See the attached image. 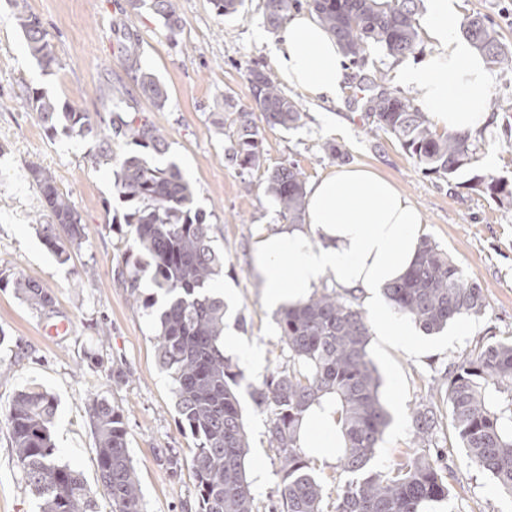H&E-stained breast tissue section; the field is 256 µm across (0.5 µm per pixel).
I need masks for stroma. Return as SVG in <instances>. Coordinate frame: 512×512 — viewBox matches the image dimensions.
<instances>
[{
  "mask_svg": "<svg viewBox=\"0 0 512 512\" xmlns=\"http://www.w3.org/2000/svg\"><path fill=\"white\" fill-rule=\"evenodd\" d=\"M176 4L181 25L171 31L151 12L131 10L128 0H0V273L24 274L54 299L53 312L40 314L13 288L0 286V359L11 366L0 377V512H39V500L15 463L4 424L15 394L30 383L55 397L52 432L58 455L82 470L89 485H96L97 469L87 402L99 395L123 410L147 512H195L190 469L176 476L167 464L172 454L189 458L195 440L178 422L171 380L156 361L153 324L117 280L129 232L113 172L135 146L113 137L112 155L104 158L96 138L63 132L47 137L25 101L26 88L43 89L63 102L78 101L100 129L110 125L113 87L126 88L127 118L164 130L167 159L180 165L193 187L196 209L213 226L214 246L224 254V270L214 285L232 290L225 319L264 357L261 371L245 370L246 381L261 383L286 362L276 313L267 308L250 267L255 235L276 230L283 219L262 172L251 173L253 190L248 193L239 169L225 161L224 146L234 126L220 129L214 124L225 96L250 105L249 68H274L266 45L257 38L267 29L263 0H245L235 18L217 15L210 0ZM23 9L38 16L49 34L60 61L52 71H43L26 48L16 19ZM119 19L139 38L141 67L168 86L165 108L141 96L131 71L119 61L112 32ZM284 92L299 97L304 116L291 130L269 126L256 116L267 165L295 162L313 181L335 165L322 144H336L346 164L372 166L404 191L424 215L427 238L447 251L487 296L483 315L461 316L437 335L415 327L408 342L392 344L371 334L368 350L391 417L369 464L382 471L412 448L410 412L437 401L450 366L476 345L512 337V205L498 206L465 186L476 173L512 180V112L494 113L473 168L446 182L422 173L392 137L368 133L366 119L348 103L352 87H345L343 100L333 106L298 96L289 86ZM32 162L69 194L86 227L89 248L69 261L47 249L35 222L43 203L25 176ZM62 318L70 322L68 334L50 336L49 327ZM102 326L109 331L104 340L98 335ZM116 369L122 371L121 379L113 378ZM239 399L250 446L247 475L263 508L279 483L278 462L267 438L268 416L256 409L248 390H241ZM432 444L448 457L450 495L430 503L425 512H512V497L471 464L459 444L450 443L447 425L438 427Z\"/></svg>",
  "mask_w": 512,
  "mask_h": 512,
  "instance_id": "obj_1",
  "label": "stroma"
}]
</instances>
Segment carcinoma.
<instances>
[{"label": "carcinoma", "mask_w": 512, "mask_h": 512, "mask_svg": "<svg viewBox=\"0 0 512 512\" xmlns=\"http://www.w3.org/2000/svg\"><path fill=\"white\" fill-rule=\"evenodd\" d=\"M145 8L171 31L180 27L175 0H129ZM421 0H263L266 26L276 31L292 9L307 6L320 25L336 37L357 72L352 77L353 105L365 113L369 131L383 132L427 175L449 178L473 166L479 140L468 133L439 132L409 99L391 91L386 74L365 69L367 50L379 48L395 60L415 53L421 41L418 10ZM221 16L239 13L243 0H211ZM28 52L45 71L58 65L48 33L33 14L18 15ZM122 37L120 61L135 73L142 96L162 108L169 101L167 85L141 68L137 38L123 22L113 23ZM467 41L491 69L512 68V47L502 42L493 23L471 16L462 24ZM255 108L224 100L235 114L233 138L225 158L243 171L264 170L266 191L290 224L303 221L306 174L295 163L265 166L262 139L253 118L261 112L272 127L290 130L302 120V104L285 95L263 68L249 69ZM31 111L49 136L58 131L99 138L100 155L112 153V135L93 127L74 103L59 102L47 92L26 89ZM111 129L146 149L124 158L114 172V189L128 204L132 245L120 272L125 287L156 327L155 351L160 368L170 377L183 427L195 440L190 469L197 485L196 512H259L246 472L248 437L242 418L239 388L242 372L224 354V298L212 290L224 257L213 246L212 225L194 207V192L174 161L154 162L167 152L159 128L126 120L128 102L122 89L111 94ZM52 223L41 225L45 246L61 261L79 253L88 242L85 225L68 194L39 165L26 166ZM468 188L502 206L512 205V181L475 174ZM149 278L154 291L142 295ZM15 293L33 310L52 311V296L39 282L22 274L12 277ZM394 311L430 335L463 315L487 308L481 286L469 279L448 253L428 239L420 241L406 276L382 289ZM288 365L248 385L255 407L270 414L268 441L276 452L281 475L277 504L269 512H423L427 502L449 496L448 467L441 458L404 451L385 471H373L390 415L380 388V374L368 351L371 325L366 312L336 289L313 292L276 316ZM448 420L470 463L488 473L512 496V340L475 347L448 374L444 390ZM327 399L334 404L336 428L343 445L336 449V496L327 493L316 474V461L302 448L305 413ZM55 399L39 386L15 395L5 424L16 463L37 495L40 512H96L103 493L111 512H145L139 480L128 451L121 410L105 398L88 403L94 435L97 486L82 472L60 460L52 435ZM416 442L432 441L438 426L434 404L412 410Z\"/></svg>", "instance_id": "1"}]
</instances>
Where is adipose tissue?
<instances>
[{"label": "adipose tissue", "instance_id": "obj_1", "mask_svg": "<svg viewBox=\"0 0 512 512\" xmlns=\"http://www.w3.org/2000/svg\"><path fill=\"white\" fill-rule=\"evenodd\" d=\"M460 0H428L422 24L433 54L403 65L395 79L414 104L449 133H475L490 122L491 79L485 59L457 34ZM281 79L315 101H336L344 87V57L334 36L308 14H291L271 45ZM425 231L419 209L396 184L367 166L332 168L306 191L303 224H284L254 239L253 275L274 310L307 300L326 279L362 290L372 326L389 341L410 333L406 318L385 301L383 288L412 266ZM331 402L312 407L301 424L305 448L333 460L339 434Z\"/></svg>", "mask_w": 512, "mask_h": 512}]
</instances>
